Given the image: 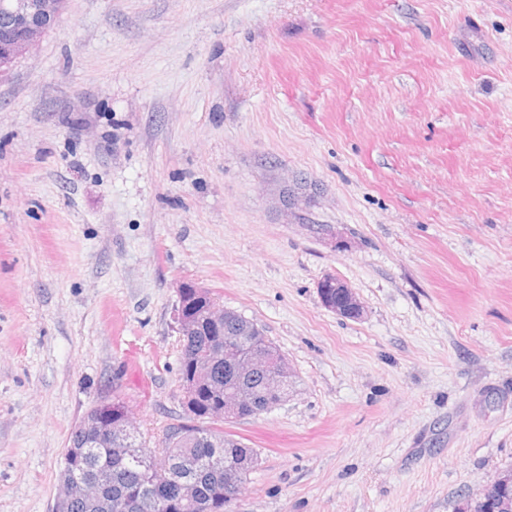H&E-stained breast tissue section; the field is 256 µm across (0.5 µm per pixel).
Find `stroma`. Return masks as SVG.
Here are the masks:
<instances>
[{"label":"stroma","instance_id":"1","mask_svg":"<svg viewBox=\"0 0 512 512\" xmlns=\"http://www.w3.org/2000/svg\"><path fill=\"white\" fill-rule=\"evenodd\" d=\"M185 281L295 373L226 426L228 512H451L512 466V0H67L0 72V512H52L100 400L159 453ZM318 293L326 308L344 318L358 319L363 315V306L356 293L336 277L329 275L318 282ZM335 291V300L329 292Z\"/></svg>","mask_w":512,"mask_h":512}]
</instances>
